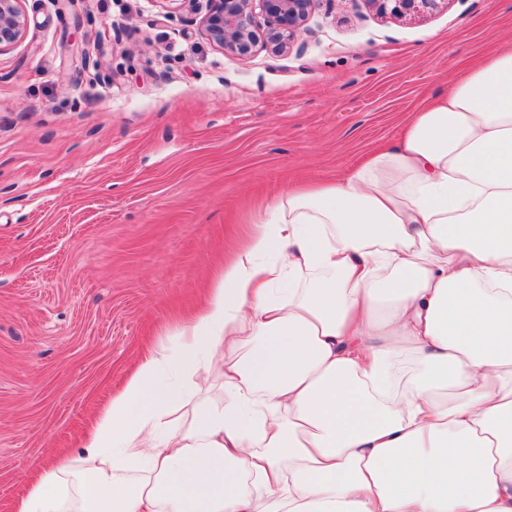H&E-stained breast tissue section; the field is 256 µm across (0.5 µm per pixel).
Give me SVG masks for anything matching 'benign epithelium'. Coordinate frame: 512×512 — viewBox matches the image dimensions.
<instances>
[{
    "instance_id": "7a95c632",
    "label": "benign epithelium",
    "mask_w": 512,
    "mask_h": 512,
    "mask_svg": "<svg viewBox=\"0 0 512 512\" xmlns=\"http://www.w3.org/2000/svg\"><path fill=\"white\" fill-rule=\"evenodd\" d=\"M202 25L209 41L227 53L247 56L256 46V11L267 17V45L275 52L288 48L301 33L315 0H206ZM381 14L408 21L438 9L442 0H365ZM20 0H0V48L18 42L25 29Z\"/></svg>"
}]
</instances>
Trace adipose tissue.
<instances>
[{
    "mask_svg": "<svg viewBox=\"0 0 512 512\" xmlns=\"http://www.w3.org/2000/svg\"><path fill=\"white\" fill-rule=\"evenodd\" d=\"M255 222L14 512H512V48Z\"/></svg>",
    "mask_w": 512,
    "mask_h": 512,
    "instance_id": "ef3b65f1",
    "label": "adipose tissue"
}]
</instances>
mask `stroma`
Instances as JSON below:
<instances>
[{"label": "stroma", "instance_id": "1", "mask_svg": "<svg viewBox=\"0 0 512 512\" xmlns=\"http://www.w3.org/2000/svg\"><path fill=\"white\" fill-rule=\"evenodd\" d=\"M0 49V512L170 345L256 207L340 176L479 59L512 0L407 22L316 0L283 53L223 52L205 0H22Z\"/></svg>", "mask_w": 512, "mask_h": 512}]
</instances>
